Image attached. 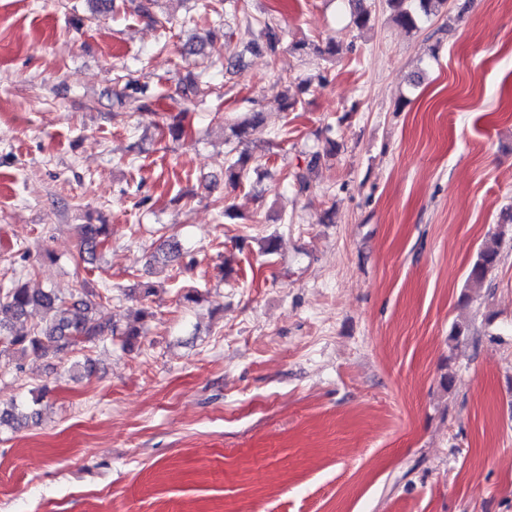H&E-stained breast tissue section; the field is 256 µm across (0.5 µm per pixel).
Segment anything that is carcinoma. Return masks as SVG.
Segmentation results:
<instances>
[{
    "label": "carcinoma",
    "instance_id": "obj_1",
    "mask_svg": "<svg viewBox=\"0 0 512 512\" xmlns=\"http://www.w3.org/2000/svg\"><path fill=\"white\" fill-rule=\"evenodd\" d=\"M387 5L391 10L392 20L398 26L415 30L422 18L440 12L447 5V0H387ZM223 26V20H216L210 40L224 39V52L230 59L235 56L232 52L233 35L224 32ZM281 40V31L266 23L258 38L250 43V48L266 51L274 56L279 50ZM249 162L250 156L244 150L225 158L224 180L232 186L238 185L248 170ZM78 234L80 254H85L92 260L110 242L112 225L80 224ZM504 236L505 231L500 230L478 248L465 279L466 288L476 291L484 287L488 276L499 263ZM161 251L169 262H179L186 255L181 240L175 235L165 237ZM75 292L78 299L70 301L52 289L32 291L19 282L7 289L0 296V343L3 344L0 355L32 354L59 358L77 349L83 350L108 334L122 336L123 348L132 350L142 336V325L154 319L153 312L143 307L137 310L134 321L123 329L112 327L107 330L88 317L97 301L105 299V295L87 278L80 280L79 288ZM32 307H39L49 315V322L40 323L33 328L27 327L26 321ZM36 415L35 411L28 414L16 406L1 408L0 424L20 426Z\"/></svg>",
    "mask_w": 512,
    "mask_h": 512
}]
</instances>
